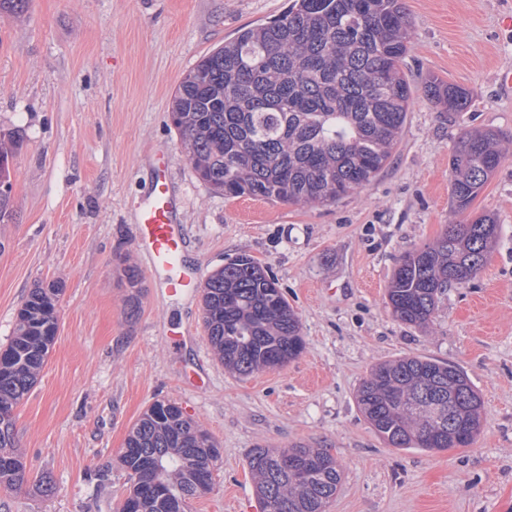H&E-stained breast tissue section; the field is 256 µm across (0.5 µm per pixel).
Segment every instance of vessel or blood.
<instances>
[{"label": "vessel or blood", "instance_id": "b4317fda", "mask_svg": "<svg viewBox=\"0 0 512 512\" xmlns=\"http://www.w3.org/2000/svg\"><path fill=\"white\" fill-rule=\"evenodd\" d=\"M165 153L153 157L154 178L149 191L133 204L135 237L145 254L150 275L166 295H190L201 275L200 268L185 262L186 237L179 222V200L164 174Z\"/></svg>", "mask_w": 512, "mask_h": 512}]
</instances>
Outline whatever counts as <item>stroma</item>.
Wrapping results in <instances>:
<instances>
[{"mask_svg": "<svg viewBox=\"0 0 512 512\" xmlns=\"http://www.w3.org/2000/svg\"><path fill=\"white\" fill-rule=\"evenodd\" d=\"M405 3L413 104L397 150L360 192L317 207L214 194L170 121L185 74L289 0H30L0 19V134L21 142L0 219V347L31 288L64 286L56 339L15 410L27 479L0 489V512H116L130 487L118 457L157 400L178 402L222 450L212 490L189 512H254L249 452L296 443L324 446L343 465L327 512H512V97L497 86L512 67V30L500 25L512 0ZM433 77L468 89L467 109L448 114L427 99ZM487 128L500 133L503 159L462 215L449 160L463 131ZM159 146L188 261L207 276L252 256L297 313L305 348L285 366L229 373L200 294L176 302L154 288L131 203ZM482 214L500 226L483 270L448 289L430 325L395 319L386 289L400 256ZM175 321L193 338L186 347L166 335ZM405 355L467 374L483 401L471 445L397 449L371 429L357 388ZM200 356L210 383L196 391L183 373Z\"/></svg>", "mask_w": 512, "mask_h": 512, "instance_id": "stroma-1", "label": "stroma"}]
</instances>
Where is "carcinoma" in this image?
<instances>
[{
  "label": "carcinoma",
  "mask_w": 512,
  "mask_h": 512,
  "mask_svg": "<svg viewBox=\"0 0 512 512\" xmlns=\"http://www.w3.org/2000/svg\"><path fill=\"white\" fill-rule=\"evenodd\" d=\"M411 35L405 0H291L276 19L242 28L199 60L179 84L171 121L198 177L226 199L310 206L370 184L390 161L412 104L404 72ZM426 97L462 112L469 91L438 78ZM0 137V218L9 210L10 159ZM502 160L499 134L462 132L450 160L451 195L464 213ZM495 219L452 224L434 243L401 256L387 290L399 321L428 325L451 287L476 278L498 237ZM62 284L30 290L0 351V487L24 482L14 449V411L43 369L58 329ZM203 321L224 366L240 376L286 365L305 348L297 314L276 282L241 255L201 285ZM356 402L393 448L444 450L471 444L482 399L458 366L402 356L375 366ZM220 448L172 400H157L132 426L119 456L131 480L118 512H188L212 489ZM261 512H325L342 479L326 449L255 448L248 455Z\"/></svg>",
  "instance_id": "carcinoma-1"
}]
</instances>
